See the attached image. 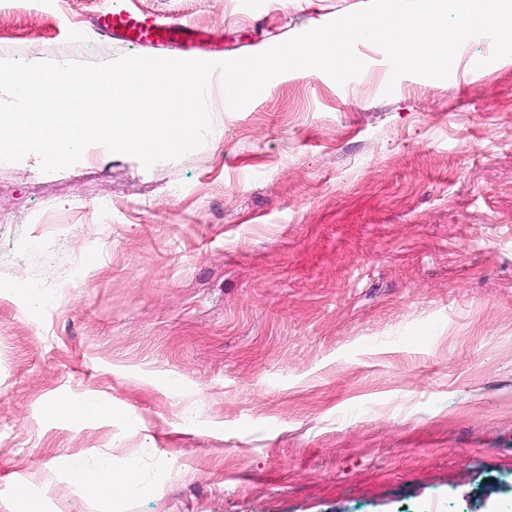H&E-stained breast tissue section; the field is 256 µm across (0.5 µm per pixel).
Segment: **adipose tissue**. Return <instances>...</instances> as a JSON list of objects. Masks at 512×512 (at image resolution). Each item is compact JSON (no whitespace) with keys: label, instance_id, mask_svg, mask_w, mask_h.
I'll return each mask as SVG.
<instances>
[{"label":"adipose tissue","instance_id":"obj_1","mask_svg":"<svg viewBox=\"0 0 512 512\" xmlns=\"http://www.w3.org/2000/svg\"><path fill=\"white\" fill-rule=\"evenodd\" d=\"M61 472L70 485L101 499L136 487L144 490L149 487L143 468L128 461L122 469H114L108 456L92 462L78 456L70 457L62 463Z\"/></svg>","mask_w":512,"mask_h":512}]
</instances>
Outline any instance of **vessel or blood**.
I'll use <instances>...</instances> for the list:
<instances>
[{"mask_svg":"<svg viewBox=\"0 0 512 512\" xmlns=\"http://www.w3.org/2000/svg\"><path fill=\"white\" fill-rule=\"evenodd\" d=\"M93 29L100 34L140 46L159 44L189 45L198 38L190 24L176 20L160 21L132 9L127 0H108L105 9L94 19Z\"/></svg>","mask_w":512,"mask_h":512,"instance_id":"vessel-or-blood-1","label":"vessel or blood"}]
</instances>
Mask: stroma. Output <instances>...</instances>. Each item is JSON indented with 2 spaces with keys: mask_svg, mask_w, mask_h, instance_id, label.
<instances>
[{
  "mask_svg": "<svg viewBox=\"0 0 512 512\" xmlns=\"http://www.w3.org/2000/svg\"><path fill=\"white\" fill-rule=\"evenodd\" d=\"M135 2L222 62L366 0ZM102 6L0 0V58L171 57L77 38ZM355 52L345 84L276 77L236 111L214 75L178 159L0 167V478L98 512L58 461L119 466L148 436L153 491L116 512H512V56L473 38L434 80ZM36 276L50 307L16 295ZM51 410L55 414H65L71 417H111L112 408L96 404L71 405L60 400H53Z\"/></svg>",
  "mask_w": 512,
  "mask_h": 512,
  "instance_id": "1",
  "label": "stroma"
}]
</instances>
